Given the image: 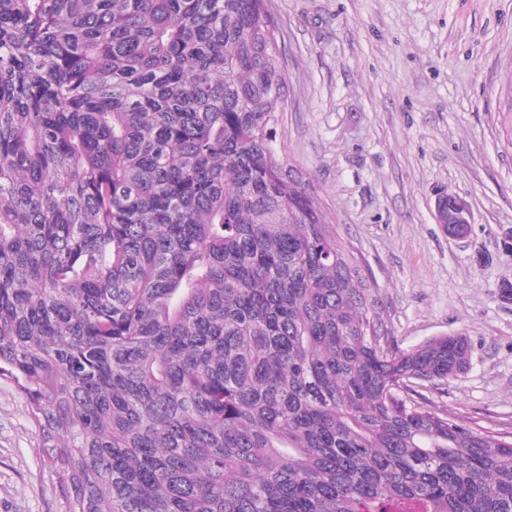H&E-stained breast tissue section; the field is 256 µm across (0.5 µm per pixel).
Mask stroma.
Here are the masks:
<instances>
[{
  "label": "stroma",
  "mask_w": 512,
  "mask_h": 512,
  "mask_svg": "<svg viewBox=\"0 0 512 512\" xmlns=\"http://www.w3.org/2000/svg\"><path fill=\"white\" fill-rule=\"evenodd\" d=\"M288 105L284 167L361 255L402 349L465 333L470 364L419 391L512 433V0H266ZM471 224L448 235L439 190ZM0 512H64L25 401L0 380Z\"/></svg>",
  "instance_id": "1"
}]
</instances>
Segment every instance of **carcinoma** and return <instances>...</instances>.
Segmentation results:
<instances>
[{
    "instance_id": "obj_1",
    "label": "carcinoma",
    "mask_w": 512,
    "mask_h": 512,
    "mask_svg": "<svg viewBox=\"0 0 512 512\" xmlns=\"http://www.w3.org/2000/svg\"><path fill=\"white\" fill-rule=\"evenodd\" d=\"M266 0H0V378L65 512H512L275 147Z\"/></svg>"
}]
</instances>
